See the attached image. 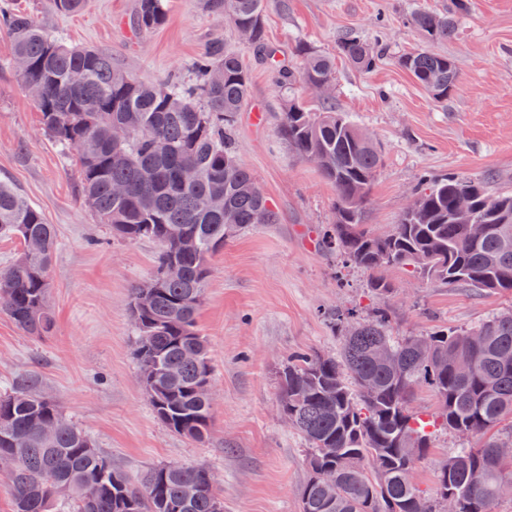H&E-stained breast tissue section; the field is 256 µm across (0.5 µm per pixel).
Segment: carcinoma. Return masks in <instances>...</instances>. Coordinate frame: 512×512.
<instances>
[{
	"label": "carcinoma",
	"instance_id": "cac0c4a2",
	"mask_svg": "<svg viewBox=\"0 0 512 512\" xmlns=\"http://www.w3.org/2000/svg\"><path fill=\"white\" fill-rule=\"evenodd\" d=\"M87 0H51L57 14L76 13ZM233 28L252 31L249 48L272 64L280 89L316 90L335 79L331 57L302 44L296 71L280 66L268 44L264 0H205ZM470 0H449L448 12L417 9L407 23L430 45L455 32ZM168 0H138L132 26L150 32L167 19ZM0 33L26 69L19 78L41 113L44 133L76 156L80 191L100 224L133 241L161 246L147 285L132 289L130 315L135 356L145 374L155 416L174 434L203 442L212 405L203 390L211 382L208 344L197 314L212 255L224 240L278 214L254 175L237 161L232 127L245 105L251 76L244 59L217 37L196 61L198 83L149 84L112 65V57L49 35L25 11L0 6ZM337 53L369 71L381 52L354 33ZM396 64L445 103L459 72L448 55L432 49L400 56ZM278 135L314 162L336 198L322 243L349 265L373 274L371 293L383 301L395 288L378 276L388 264L450 287L468 285L512 293V192L495 186L497 175L418 177L414 206L391 231L364 224L365 209L382 156L368 133L332 108L315 109L288 95ZM192 172L189 179L183 173ZM121 185L125 194L113 188ZM219 196L224 208L210 201ZM468 202L467 215L456 203ZM16 238L18 257L0 271L5 313L25 332L42 336L53 320L48 304L49 268L57 249L54 225L11 184L0 180V238ZM339 327L337 355L315 351L290 357L279 374V409L309 446L301 512H441L448 491L460 512H492L512 496V461L496 448L512 441V314L496 313L459 329L396 336L384 304L360 319L329 310ZM428 384L437 399L429 418L412 405L415 387ZM54 428L50 435L41 429ZM467 432L481 445L462 446L441 460L433 493L413 480L428 453L431 429ZM413 448V459L405 457ZM19 452L7 474L14 512H224L208 471L159 464L133 478L112 467L86 433L28 380L0 392V455ZM332 470L326 486L320 472ZM193 493L185 497L186 487Z\"/></svg>",
	"mask_w": 512,
	"mask_h": 512
}]
</instances>
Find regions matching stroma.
I'll return each instance as SVG.
<instances>
[{"label": "stroma", "mask_w": 512, "mask_h": 512, "mask_svg": "<svg viewBox=\"0 0 512 512\" xmlns=\"http://www.w3.org/2000/svg\"><path fill=\"white\" fill-rule=\"evenodd\" d=\"M17 2L50 34L103 50L117 68L155 84L192 81L204 47L223 37L251 73L233 127L235 154L278 221L226 239L210 260L197 317L213 368L210 433L203 443L177 436L140 385L128 314L130 294L149 280L160 246L125 240L97 223L81 197L74 157L45 136L40 112L7 66L11 42L0 34V180L37 206L58 237L49 290L54 328L30 336L0 311V390L33 379L129 475L160 463L203 467L224 512H300L307 445L282 417L277 372L298 352H338L324 311L352 309L363 318L376 301L369 273L343 266L340 254L321 244L335 191L278 136L284 95L270 66L203 0H169L165 24L147 33L131 26L137 0H88L71 15L55 13L48 0ZM471 2L454 37L437 46L460 72L456 90L439 104L395 60L425 46L408 15L418 8L446 12L448 0H265L266 35L290 66L301 65L298 44L335 55L339 37L351 30L386 50L370 71L337 58L333 99L383 153L365 212L372 229L391 230L424 171L477 178L493 172L512 183V0ZM256 111L262 121H254ZM389 277L396 293L387 304L402 335L464 328L512 308L510 293L450 288L400 269ZM461 443L457 434L435 431L414 474L421 489L432 488L438 462Z\"/></svg>", "instance_id": "1"}]
</instances>
